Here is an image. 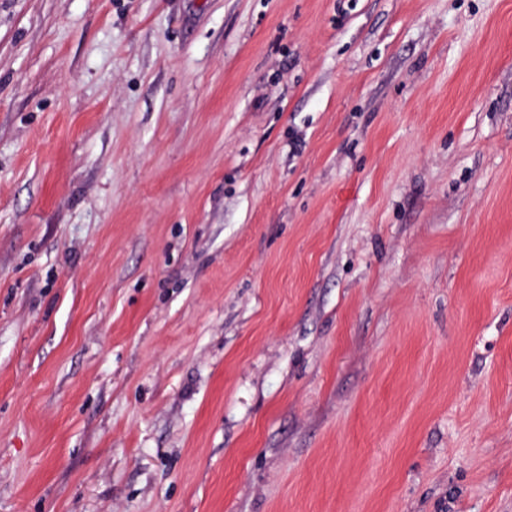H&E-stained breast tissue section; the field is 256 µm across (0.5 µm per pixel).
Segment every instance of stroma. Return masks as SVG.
Segmentation results:
<instances>
[{
    "instance_id": "stroma-1",
    "label": "stroma",
    "mask_w": 512,
    "mask_h": 512,
    "mask_svg": "<svg viewBox=\"0 0 512 512\" xmlns=\"http://www.w3.org/2000/svg\"><path fill=\"white\" fill-rule=\"evenodd\" d=\"M0 512H512V0H0Z\"/></svg>"
}]
</instances>
